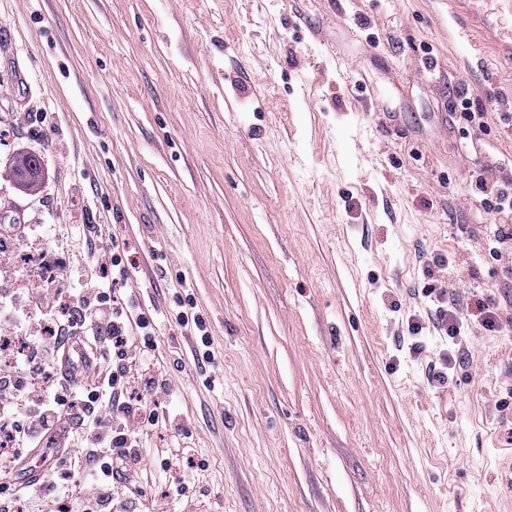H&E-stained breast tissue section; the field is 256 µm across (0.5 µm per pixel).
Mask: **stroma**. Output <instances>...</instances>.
<instances>
[{
	"label": "stroma",
	"instance_id": "35a3bbf8",
	"mask_svg": "<svg viewBox=\"0 0 512 512\" xmlns=\"http://www.w3.org/2000/svg\"><path fill=\"white\" fill-rule=\"evenodd\" d=\"M0 20V219L102 225L156 323L176 418L112 512H512V325L478 310L512 317V211L487 204L512 190V84L448 0H0ZM20 153L43 168L27 194ZM438 323L437 326L441 331H444L449 338H455L461 335V329L463 328V319L465 317L460 313L456 307H448V309L439 307L438 309Z\"/></svg>",
	"mask_w": 512,
	"mask_h": 512
}]
</instances>
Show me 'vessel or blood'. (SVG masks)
<instances>
[{
  "instance_id": "vessel-or-blood-1",
  "label": "vessel or blood",
  "mask_w": 512,
  "mask_h": 512,
  "mask_svg": "<svg viewBox=\"0 0 512 512\" xmlns=\"http://www.w3.org/2000/svg\"><path fill=\"white\" fill-rule=\"evenodd\" d=\"M448 17L475 52L492 49L512 63V0H449Z\"/></svg>"
}]
</instances>
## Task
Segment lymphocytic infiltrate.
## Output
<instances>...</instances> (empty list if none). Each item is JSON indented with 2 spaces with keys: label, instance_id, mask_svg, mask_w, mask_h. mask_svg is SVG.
I'll list each match as a JSON object with an SVG mask.
<instances>
[{
  "label": "lymphocytic infiltrate",
  "instance_id": "obj_1",
  "mask_svg": "<svg viewBox=\"0 0 512 512\" xmlns=\"http://www.w3.org/2000/svg\"><path fill=\"white\" fill-rule=\"evenodd\" d=\"M85 230L76 225L72 248L22 266L21 243L45 239L50 225L0 226V470L41 448L51 475L1 485L0 512L47 501L112 512V485L138 469L140 440L158 420L150 397L159 381L145 353L152 326L119 291L128 279L120 251L76 259Z\"/></svg>",
  "mask_w": 512,
  "mask_h": 512
}]
</instances>
